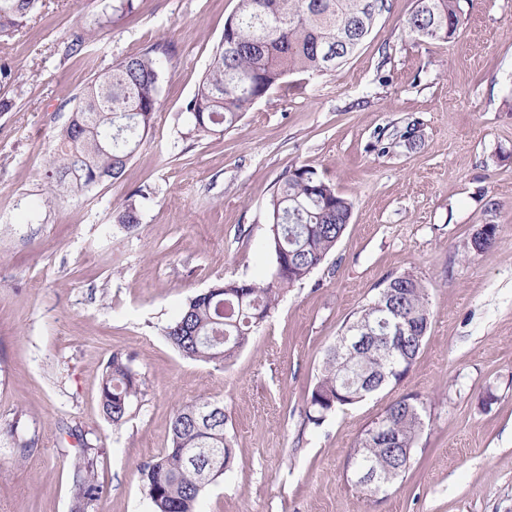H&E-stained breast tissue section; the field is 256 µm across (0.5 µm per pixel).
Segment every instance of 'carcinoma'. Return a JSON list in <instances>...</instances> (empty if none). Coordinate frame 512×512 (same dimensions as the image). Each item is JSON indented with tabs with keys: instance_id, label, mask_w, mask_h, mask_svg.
Returning a JSON list of instances; mask_svg holds the SVG:
<instances>
[{
	"instance_id": "obj_1",
	"label": "carcinoma",
	"mask_w": 512,
	"mask_h": 512,
	"mask_svg": "<svg viewBox=\"0 0 512 512\" xmlns=\"http://www.w3.org/2000/svg\"><path fill=\"white\" fill-rule=\"evenodd\" d=\"M38 0H0V40L12 37ZM386 0H239L225 23L194 96L185 105L191 131L210 137L235 127L242 115L287 85L294 74L336 71L371 33ZM460 20L456 0H416L407 28L422 41H445ZM164 60L151 49L115 61L74 97L72 118L61 133L48 177L55 188L90 189L119 179L154 126L160 109L159 84ZM268 248L275 257L266 283L231 280L191 297L161 332L183 357L222 367L248 343L274 311L281 293L305 280L335 248L353 211L318 173L298 166L279 180L270 200ZM128 231L139 225V202L130 197L113 215ZM427 288L412 275L394 277L377 298L355 313L326 355L307 397V419L319 426L338 410L363 401L390 383L400 382L419 355L430 326ZM399 320L405 335L388 338V323ZM366 324L372 335L345 344L351 327ZM140 392L132 360L112 354L101 388L103 412L119 426ZM423 403L414 395L392 401L364 430L349 455L352 478L362 472L397 480L410 467L423 430ZM224 407L200 397L179 406L170 420V445L139 466L138 474L152 512H196L207 486L232 471L234 452L226 435ZM197 448L224 451L210 464ZM96 460L82 449L75 464V512L101 498Z\"/></svg>"
}]
</instances>
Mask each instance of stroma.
<instances>
[{"mask_svg": "<svg viewBox=\"0 0 512 512\" xmlns=\"http://www.w3.org/2000/svg\"><path fill=\"white\" fill-rule=\"evenodd\" d=\"M110 2L41 0L0 41L12 70L0 97L13 103L0 112V427L34 442L22 458L0 437V512H72L81 443L69 426L84 432L105 489L86 512H149L138 468L168 447L175 409L199 396L223 403L235 450L200 512H512V0H458L445 41L409 34L415 0H387L335 73L291 77L205 139L189 135L184 107L238 0H135L117 22ZM156 45L167 50L160 110L124 176L53 193L47 160L74 96ZM409 127L417 147L378 153V133ZM300 165L354 203L335 249L223 369L183 358L161 326L214 283L269 280L268 202ZM137 190L130 232L112 214ZM484 224L496 243L477 252ZM403 274L422 280L431 310L409 372L309 424L328 347ZM117 352L142 381L118 428L100 406ZM407 394L426 404L411 468L368 496L347 458Z\"/></svg>", "mask_w": 512, "mask_h": 512, "instance_id": "1", "label": "stroma"}]
</instances>
